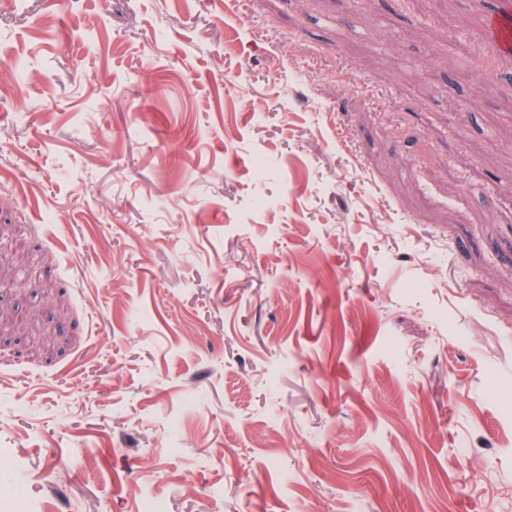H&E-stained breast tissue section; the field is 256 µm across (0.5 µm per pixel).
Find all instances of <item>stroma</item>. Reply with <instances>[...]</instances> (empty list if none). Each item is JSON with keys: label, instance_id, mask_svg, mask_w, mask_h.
I'll return each mask as SVG.
<instances>
[{"label": "stroma", "instance_id": "obj_1", "mask_svg": "<svg viewBox=\"0 0 512 512\" xmlns=\"http://www.w3.org/2000/svg\"><path fill=\"white\" fill-rule=\"evenodd\" d=\"M502 3L0 0L32 512H512Z\"/></svg>", "mask_w": 512, "mask_h": 512}]
</instances>
